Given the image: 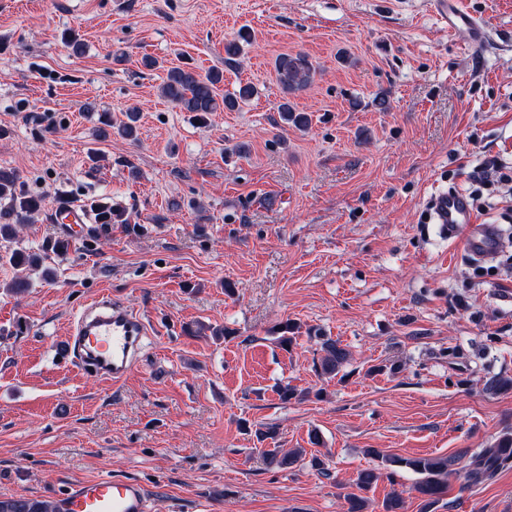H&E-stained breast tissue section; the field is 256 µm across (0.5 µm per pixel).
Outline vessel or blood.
I'll use <instances>...</instances> for the list:
<instances>
[{
  "mask_svg": "<svg viewBox=\"0 0 512 512\" xmlns=\"http://www.w3.org/2000/svg\"><path fill=\"white\" fill-rule=\"evenodd\" d=\"M441 24L464 45L483 50L493 43V32L462 6V0H430ZM434 219L448 239H462L470 259L481 260L498 247L495 225L480 222L463 192L450 190L435 195ZM55 223L63 227L65 240H73L74 227L84 226L86 215L78 205L59 206ZM145 324L122 304L104 296L78 315L70 328L69 343L79 353V364L106 381H118L136 361L145 334ZM63 512H147L144 488L131 480L100 477L72 486L62 498Z\"/></svg>",
  "mask_w": 512,
  "mask_h": 512,
  "instance_id": "1",
  "label": "vessel or blood"
}]
</instances>
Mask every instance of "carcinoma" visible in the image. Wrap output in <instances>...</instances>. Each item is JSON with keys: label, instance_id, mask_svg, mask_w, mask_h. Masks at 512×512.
Segmentation results:
<instances>
[{"label": "carcinoma", "instance_id": "1", "mask_svg": "<svg viewBox=\"0 0 512 512\" xmlns=\"http://www.w3.org/2000/svg\"><path fill=\"white\" fill-rule=\"evenodd\" d=\"M277 80L287 95H292L308 88L313 82L316 69L308 56L302 53L281 54L274 63ZM223 74L213 70L206 74L199 73L191 66L175 67L168 71L166 79L160 86L163 97L177 105L181 111L191 114L198 124L207 123L208 116L222 108L234 110L252 100L257 88L252 83H241L234 91L224 94L218 99L216 87L222 81ZM281 119L286 124L297 128H305L309 124L306 114L297 112L285 100L279 105ZM126 121L117 127V133L125 138H135L136 123L139 113L130 110L125 113ZM19 176L16 172L0 169V236L5 239L16 237V226L25 224L33 214L37 213L43 203L42 197L16 190ZM95 223L102 230L113 224H125L124 213L112 207V204L101 199L92 203ZM322 355L315 365L320 375H334L347 361L349 352L335 340L324 337L321 341ZM368 454L380 461L379 467L360 471L355 480L358 492L345 496L347 512H365V499L359 492L372 487L380 478L381 471L393 477L395 468H406L417 474L412 491L420 498V512H431L448 489L451 476L464 473L471 484H478L492 479L496 473L512 465V435L505 434L488 448L474 452L468 463L460 465L459 457L424 456L400 458L387 456L375 448L368 449ZM299 452L282 453L274 448L266 452L269 463L281 468L295 465ZM0 512H60L59 505L47 499L7 498L0 499Z\"/></svg>", "mask_w": 512, "mask_h": 512}]
</instances>
